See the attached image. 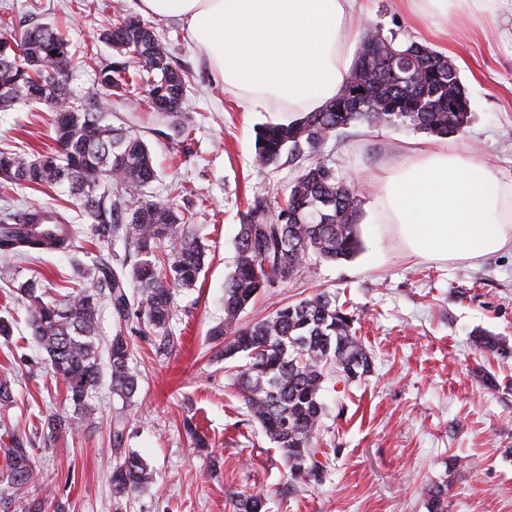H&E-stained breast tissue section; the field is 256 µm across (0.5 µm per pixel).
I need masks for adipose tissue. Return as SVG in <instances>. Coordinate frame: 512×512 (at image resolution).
Here are the masks:
<instances>
[{
	"label": "adipose tissue",
	"mask_w": 512,
	"mask_h": 512,
	"mask_svg": "<svg viewBox=\"0 0 512 512\" xmlns=\"http://www.w3.org/2000/svg\"><path fill=\"white\" fill-rule=\"evenodd\" d=\"M408 2L444 37L449 12H489L495 0ZM138 10L184 24L212 75L249 107L292 118L340 91L362 30L356 0H139ZM372 209L423 259L476 261L512 248V181L434 141L386 170Z\"/></svg>",
	"instance_id": "obj_1"
}]
</instances>
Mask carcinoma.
Wrapping results in <instances>:
<instances>
[{"instance_id": "obj_1", "label": "carcinoma", "mask_w": 512, "mask_h": 512, "mask_svg": "<svg viewBox=\"0 0 512 512\" xmlns=\"http://www.w3.org/2000/svg\"><path fill=\"white\" fill-rule=\"evenodd\" d=\"M374 36L379 60L366 64L364 50H359L341 92L320 110L303 112L289 124L259 129L258 167L278 165L285 153L293 160L306 152L315 154L333 133L358 123L409 126L442 138L464 132L471 118L470 101L455 63L415 40L385 37L376 27L368 28L364 39ZM9 40L22 56L19 64L0 67V86L10 85L13 93L7 100L0 98V110L17 103L38 104L54 117L49 142L36 155L28 158L0 149L3 186L63 190L96 225L101 242L121 235L137 257L114 265L111 255H99L88 286L59 299L44 300L30 283L21 289L30 334L46 354L45 365L65 385V400L78 414L77 422L89 428L98 419L91 391L103 371L109 372L112 393L122 399L133 397L138 388L122 331L112 336L107 362L101 361L100 301H108L119 321H141L167 339L174 290L196 286L206 257L191 216L145 193L155 178L152 151L143 139L108 122L112 96L140 89L154 112L170 103L181 108L188 77L172 65L151 27L135 18L122 19L107 33L122 60L100 69L104 92L83 101L69 89L71 43L57 27L39 24L0 34V43ZM352 88L359 94L342 103V93ZM361 206L351 183L319 159L299 170L278 213L271 216L255 203L240 224L235 269L224 282V320L210 330L223 359H246L236 385L252 420L279 450L296 483L322 481L324 469L317 455L325 369L334 367L346 381H359L371 373L372 356L356 336L353 312L327 290L278 306L251 325H242L240 318L274 278L293 275L311 257L335 262L353 258L360 248ZM45 216L50 224L68 225L54 251L74 254L82 249L81 231L65 214L31 207L0 211V256L46 252L36 231ZM472 344L494 357L512 358V346L489 332L474 331ZM44 425L52 438L73 429L68 417L59 413L49 415ZM4 434L11 447L0 466L1 495L38 477L20 441L21 429L6 428ZM111 480L118 512L123 498L150 483L153 474L142 456L130 452L115 463ZM426 495L429 512H448V485L433 483ZM266 505L264 493L240 495L232 500V512H266Z\"/></svg>"}]
</instances>
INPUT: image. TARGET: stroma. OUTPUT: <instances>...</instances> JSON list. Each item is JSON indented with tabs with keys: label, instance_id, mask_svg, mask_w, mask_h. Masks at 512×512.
Returning a JSON list of instances; mask_svg holds the SVG:
<instances>
[{
	"label": "stroma",
	"instance_id": "1",
	"mask_svg": "<svg viewBox=\"0 0 512 512\" xmlns=\"http://www.w3.org/2000/svg\"><path fill=\"white\" fill-rule=\"evenodd\" d=\"M138 0H0V23L21 30L52 24L72 43L70 89L76 97L98 91V73L114 61L102 35L117 18L137 13ZM364 23L383 34L411 36L454 61L469 93L472 118L448 140L495 164L512 181V0L492 13L452 16L445 41L426 33L401 0H364ZM151 25L174 66L190 78L181 113L150 111L143 98L113 97V126L141 137L156 161L148 195L193 213L207 249L196 287L175 291L170 323L178 341L124 330L130 367L138 377L133 398L114 395L109 380L92 393L100 409L96 427L49 438L42 419L67 412L63 386L43 364L27 335L22 284L58 297L79 287L78 268H91L99 252L95 227L83 223L67 195L13 186L0 194V210L51 207L83 224L89 242L78 261L60 253L30 259L0 257V308L16 318L14 336L0 337V365L11 368L14 401L0 408V425L25 429L27 450L41 478L0 500V512H118L112 465L121 454H141L152 484L132 493L119 512H231L235 493L270 491V512H427L425 485L447 481L448 512H512V359L485 356L470 344L483 329L512 343V249L475 262L424 260L408 255L385 224L368 221L378 177L426 136L407 127L356 124L329 138L320 155L365 188L358 220L362 246L349 260L312 261L266 289L241 315L257 321L280 302L329 290L349 301L356 327L374 356L365 379L329 373L322 391L320 436L326 468L320 485L291 483L279 451L259 433L234 386L232 370L217 358L211 328L224 318V280L232 272L235 239L255 202L277 213L298 174L282 158L254 166L255 131L278 113L250 111L208 70L203 53L174 20ZM50 112L18 104L0 110V149L40 148ZM497 386H483V374ZM193 419L205 440L194 447L183 428ZM125 424L112 443L114 420ZM469 459L463 473H448L452 456Z\"/></svg>",
	"mask_w": 512,
	"mask_h": 512
}]
</instances>
